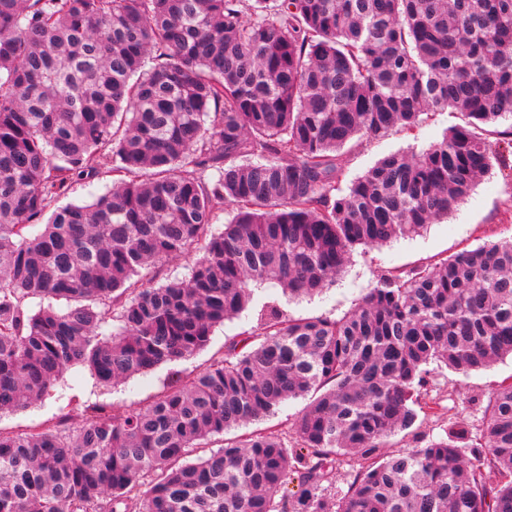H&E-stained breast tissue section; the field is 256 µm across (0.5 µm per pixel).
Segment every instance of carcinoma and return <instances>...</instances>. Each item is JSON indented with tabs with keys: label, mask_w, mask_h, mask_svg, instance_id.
<instances>
[{
	"label": "carcinoma",
	"mask_w": 512,
	"mask_h": 512,
	"mask_svg": "<svg viewBox=\"0 0 512 512\" xmlns=\"http://www.w3.org/2000/svg\"><path fill=\"white\" fill-rule=\"evenodd\" d=\"M444 111L465 124L341 188L348 141ZM506 118L512 0H0V411L74 364L109 386L184 359L252 285L323 291L356 247L420 233L512 168V130L478 133ZM105 170V194L46 215ZM219 201L232 217L214 233ZM199 247L189 277L144 285ZM31 298L66 309L29 314ZM508 354L512 240L383 275L339 318L272 308L261 341L228 342L143 407L0 432V512H512V384L469 453L456 432L382 451L430 365ZM300 397L293 441L253 432L185 461Z\"/></svg>",
	"instance_id": "carcinoma-1"
}]
</instances>
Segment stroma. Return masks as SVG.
<instances>
[{"mask_svg": "<svg viewBox=\"0 0 512 512\" xmlns=\"http://www.w3.org/2000/svg\"><path fill=\"white\" fill-rule=\"evenodd\" d=\"M460 121L458 115L434 112L425 115L413 129L352 140L341 151L346 176L352 179L363 175L390 153L417 151L441 140L444 132ZM510 238L512 170L498 167L480 179L467 201L448 216L429 224L419 235L400 238L380 248H356L345 273L322 293L291 300L277 287L255 289L252 302L237 316L216 327L205 349L109 386L100 385L87 367L73 365L42 400L24 409L0 413V431L17 433L53 428L72 416L78 405L104 404L117 413L144 406L177 378L199 373L222 359L225 342L242 335H259L265 306H279L295 318H336L354 309L381 275L425 266L463 249ZM509 383H512L510 354L465 376L446 368L434 371L426 395L431 412L419 414L413 427L391 437L388 453L424 447L429 439L457 429L467 431V438L459 442L460 447H467L468 437L481 431L483 410L490 393Z\"/></svg>", "mask_w": 512, "mask_h": 512, "instance_id": "35a3bbf8", "label": "stroma"}]
</instances>
